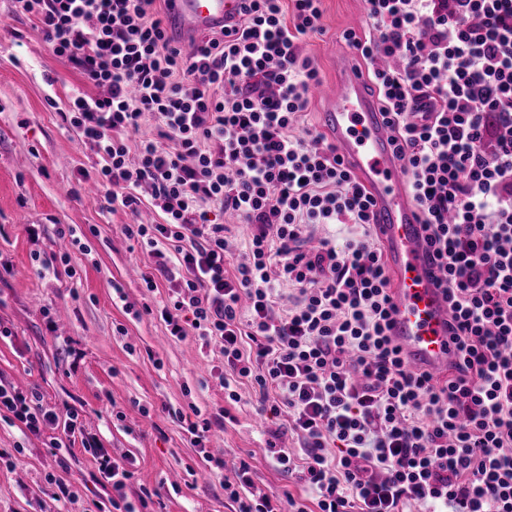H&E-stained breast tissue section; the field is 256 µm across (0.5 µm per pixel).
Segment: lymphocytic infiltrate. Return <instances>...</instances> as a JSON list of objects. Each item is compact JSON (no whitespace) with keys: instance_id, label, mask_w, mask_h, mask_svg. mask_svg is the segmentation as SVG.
Wrapping results in <instances>:
<instances>
[{"instance_id":"obj_1","label":"lymphocytic infiltrate","mask_w":512,"mask_h":512,"mask_svg":"<svg viewBox=\"0 0 512 512\" xmlns=\"http://www.w3.org/2000/svg\"><path fill=\"white\" fill-rule=\"evenodd\" d=\"M11 2L82 78L62 118L108 202L134 212L150 190L162 223L124 231L175 282L170 336L220 341L230 401L246 381L287 409L271 435L301 439L318 512H512V0H365L374 38L344 34L442 273L459 353L444 378L389 338L372 200L305 124L322 0H245L190 54L159 0ZM212 211L251 229L234 270ZM0 411L34 435L55 419L1 382ZM224 493L236 512H308L244 461Z\"/></svg>"}]
</instances>
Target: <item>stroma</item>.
<instances>
[{"instance_id":"35a3bbf8","label":"stroma","mask_w":512,"mask_h":512,"mask_svg":"<svg viewBox=\"0 0 512 512\" xmlns=\"http://www.w3.org/2000/svg\"><path fill=\"white\" fill-rule=\"evenodd\" d=\"M322 10L325 32L306 49L328 84L350 52L343 32L370 28L364 0H322ZM82 87L34 18L0 0V381L38 393L59 419L34 436L0 416V512H118L119 497L136 501L143 488L146 512H235L224 479L242 460L258 486L308 498L299 472L270 461L253 388L239 385L240 402L226 399L219 341L169 336L157 309L170 284L123 231L159 217L147 204L137 217L110 210L103 191H90L96 158L62 119ZM44 263L50 269L38 275ZM194 407L205 418L230 414L202 449L172 416ZM74 411L85 432L63 438ZM86 434L112 457H131L124 494L99 473ZM58 436L62 447H51ZM61 482L72 499L57 500Z\"/></svg>"}]
</instances>
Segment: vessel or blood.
<instances>
[{
  "label": "vessel or blood",
  "instance_id": "b4317fda",
  "mask_svg": "<svg viewBox=\"0 0 512 512\" xmlns=\"http://www.w3.org/2000/svg\"><path fill=\"white\" fill-rule=\"evenodd\" d=\"M241 5L242 0H168L169 34L178 47L193 50L201 34L234 21ZM313 95L326 103L323 124L337 154L375 202L372 222L393 278L388 334L411 369L444 374L455 361L448 302L428 255L408 176L394 157L386 119L347 61L336 83L317 86Z\"/></svg>",
  "mask_w": 512,
  "mask_h": 512
}]
</instances>
